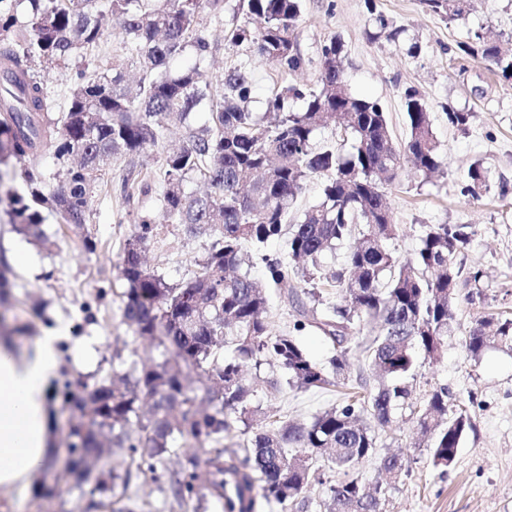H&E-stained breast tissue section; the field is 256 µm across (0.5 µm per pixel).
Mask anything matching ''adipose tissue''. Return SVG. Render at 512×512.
<instances>
[{
	"label": "adipose tissue",
	"instance_id": "ef3b65f1",
	"mask_svg": "<svg viewBox=\"0 0 512 512\" xmlns=\"http://www.w3.org/2000/svg\"><path fill=\"white\" fill-rule=\"evenodd\" d=\"M60 331L16 354L0 342V490L25 497L35 474L55 455L46 396L58 371Z\"/></svg>",
	"mask_w": 512,
	"mask_h": 512
}]
</instances>
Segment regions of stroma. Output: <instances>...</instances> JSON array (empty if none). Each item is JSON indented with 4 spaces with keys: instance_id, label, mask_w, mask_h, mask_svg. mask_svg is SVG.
Here are the masks:
<instances>
[{
    "instance_id": "stroma-1",
    "label": "stroma",
    "mask_w": 512,
    "mask_h": 512,
    "mask_svg": "<svg viewBox=\"0 0 512 512\" xmlns=\"http://www.w3.org/2000/svg\"><path fill=\"white\" fill-rule=\"evenodd\" d=\"M303 4L299 49L306 64L302 70L291 74L252 56L247 47L226 45L230 8L202 15V28L213 45L203 68L220 78L233 67H245L253 83L251 107L261 112L278 87L296 82L315 85L321 47L338 38L351 92L378 100L400 139L406 136L403 93L409 87L417 89L432 115L442 170L427 179L407 163L395 182L386 186L397 232L385 247L404 260L419 249L426 225L467 224L473 235L458 261L463 271L483 273L480 299L471 302L461 296L455 303L454 329L446 338L442 359L418 360L409 378L412 403L444 387L449 411L463 408L470 414L472 427L455 464L443 476L434 470L428 440L405 409L387 427L376 428L377 451L359 465L357 474L371 483L378 476L381 456L398 453L407 459L409 474L393 486L385 512H512V353L491 347L474 360L465 350V338L479 320L512 316V80L502 78L488 61L460 49L479 31L512 52V0H471L463 17L447 21L427 11L421 0H303ZM374 11L401 28L398 40L368 39V20ZM414 44L420 50L413 55L409 48ZM451 108L472 113L467 130L449 125L446 112ZM476 163L485 169L486 183L474 199L462 195L461 187ZM160 165L156 153L114 157L95 184L81 228L46 219L45 229L53 241L46 249L16 233L8 215L6 194L23 188L26 163L0 167V252L18 248L34 260L31 267L11 268L14 287L0 337L24 349L47 327H66L60 376L90 385L135 356L149 354V344L135 339L123 318L124 284L116 264L134 229L128 209L138 208L157 225L158 235L148 244L146 256L150 267L164 272L170 281L192 277L210 241L209 236L186 233L165 216L158 202L161 183H154L150 195L126 202L122 181L127 169L154 178ZM88 239L94 241V250H86ZM88 336L98 341V361L89 373L72 359L77 345ZM273 372V367L264 366L253 388L264 407L281 419L305 423L340 401L332 387L268 396L264 379ZM130 492L144 504L145 512H183L163 482L141 472H132ZM111 506L109 497L70 478L61 481L52 497L35 488L23 499L0 493V512H109Z\"/></svg>"
}]
</instances>
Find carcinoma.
Returning a JSON list of instances; mask_svg holds the SVG:
<instances>
[{"label":"carcinoma","instance_id":"1","mask_svg":"<svg viewBox=\"0 0 512 512\" xmlns=\"http://www.w3.org/2000/svg\"><path fill=\"white\" fill-rule=\"evenodd\" d=\"M468 0H422L444 19L460 17ZM224 10V0H0V166L27 160L24 188L9 195V216L17 233L44 246L49 236L44 212L58 223H86L90 191L106 162L117 155L140 156L161 147L170 123L190 124L207 111L209 123L193 129L178 150L164 154L157 177L165 191V215L186 232L211 234L213 241L197 261L194 277L171 284L147 266L144 251L156 236L145 216L124 243L117 269L124 282L123 314L139 338L160 349L157 358L133 360L124 369L83 390L70 381L56 389L77 414L70 425L69 458L81 465L91 457L128 452L137 469L156 472L176 453L181 440L200 448L204 458L171 473L172 493L180 506L215 497L224 512H257L255 489L266 502L306 512L301 499L323 462L336 472L323 502L324 512H384L390 485L367 486L354 475L356 465L376 448L364 416L380 426L405 408L410 389L403 378L418 356L440 357L455 320L453 300L461 268L456 258L470 243L467 224H431L421 246L405 261L382 246L396 232L384 186L393 183L405 161L424 176L441 167L427 105L419 92H404L410 132L394 141L379 101L350 92L338 64L342 44L335 37L321 49L316 86L288 84L272 92L263 115L249 108L251 84L234 68L213 81L199 65L169 68L176 56L211 53L200 30L201 13ZM243 22L224 30L230 46L247 45L260 59L294 73L305 60L299 51L302 0H238ZM121 22L136 53L140 77L127 85L124 68L76 72L60 120L50 116L51 100L36 64H65L99 47L107 20ZM375 38L395 39L401 29L381 13L370 18ZM480 55L505 79H512V54L476 32L461 45ZM332 126L342 140L315 145L317 132ZM54 149L60 168L56 184L37 170L42 152ZM208 185L188 188L193 178ZM323 179L319 202L288 223L306 181ZM475 164L461 193L475 197L485 186ZM125 199L147 196L151 183L140 175L124 180ZM288 228V261L262 256L267 281L251 274L253 255ZM345 267L333 276L340 301L321 299L326 280L323 257L349 240ZM310 286L303 301L295 281ZM289 289L300 319L294 328L318 330L331 345L328 366L312 359L289 333L268 331V288ZM375 332L366 345L377 387L351 396L307 423L273 418L254 403L245 376L250 367L277 365L281 375L267 381L274 393L310 390L345 383L349 344L361 326ZM496 345L512 351V319L498 322ZM490 346L483 323L473 327L465 348L477 360ZM210 385L198 396L194 382ZM416 426L431 440L433 466L445 474L458 455L471 418L461 409L448 414V391H433L411 410ZM252 433L243 453L224 449V434L234 425ZM204 466L206 479L198 467ZM379 469L395 482L407 471L404 457L387 454ZM94 490L121 507L112 512H144L128 494L130 470L83 471Z\"/></svg>","mask_w":512,"mask_h":512}]
</instances>
